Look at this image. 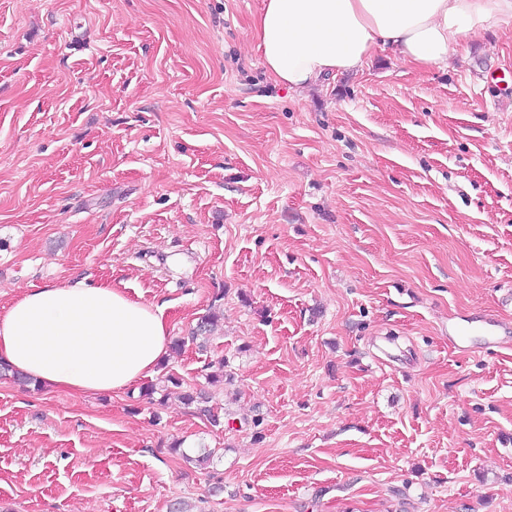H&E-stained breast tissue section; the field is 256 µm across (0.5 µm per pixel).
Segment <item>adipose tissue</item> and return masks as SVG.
<instances>
[{"label":"adipose tissue","instance_id":"1","mask_svg":"<svg viewBox=\"0 0 512 512\" xmlns=\"http://www.w3.org/2000/svg\"><path fill=\"white\" fill-rule=\"evenodd\" d=\"M512 18V0H264L252 35L281 85L308 88L391 49L414 67ZM161 306L82 278L25 292L0 311V362L49 389L119 393L151 376L168 350Z\"/></svg>","mask_w":512,"mask_h":512}]
</instances>
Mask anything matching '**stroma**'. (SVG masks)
I'll return each mask as SVG.
<instances>
[{
  "mask_svg": "<svg viewBox=\"0 0 512 512\" xmlns=\"http://www.w3.org/2000/svg\"><path fill=\"white\" fill-rule=\"evenodd\" d=\"M263 2L0 0V308L88 276L174 338L215 305L150 380L231 376L217 426L0 379V512H512V343L448 339L512 323V21L297 93Z\"/></svg>",
  "mask_w": 512,
  "mask_h": 512,
  "instance_id": "35a3bbf8",
  "label": "stroma"
}]
</instances>
